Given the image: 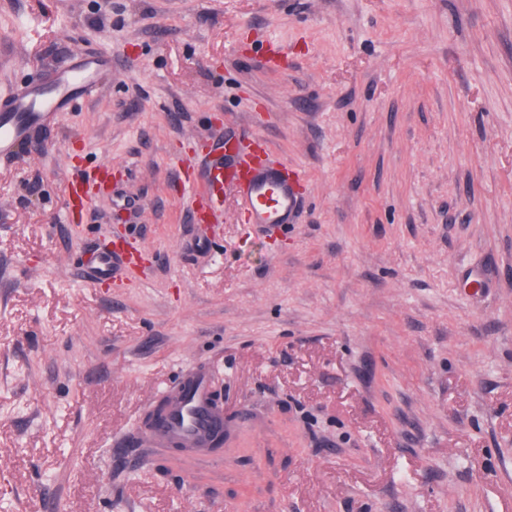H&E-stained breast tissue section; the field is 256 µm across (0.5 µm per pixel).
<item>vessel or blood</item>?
Instances as JSON below:
<instances>
[{
    "label": "vessel or blood",
    "mask_w": 512,
    "mask_h": 512,
    "mask_svg": "<svg viewBox=\"0 0 512 512\" xmlns=\"http://www.w3.org/2000/svg\"><path fill=\"white\" fill-rule=\"evenodd\" d=\"M111 71V56L85 51L43 82L20 87L1 98L0 159L11 158L34 128L68 111L77 99L94 94ZM228 188L238 192L247 223L261 227L286 224L300 207L293 185L274 163L257 165L240 156L215 165L203 184L204 192L215 196ZM85 256L91 282L118 283L129 274L130 259L112 247L97 243L86 248ZM152 407L150 423L138 430L140 447L183 448L206 454L224 435V409L214 395L206 367L183 369L162 389Z\"/></svg>",
    "instance_id": "b4317fda"
}]
</instances>
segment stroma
Here are the masks:
<instances>
[{"label":"stroma","mask_w":512,"mask_h":512,"mask_svg":"<svg viewBox=\"0 0 512 512\" xmlns=\"http://www.w3.org/2000/svg\"><path fill=\"white\" fill-rule=\"evenodd\" d=\"M80 50L0 161V512H512V0H0V96ZM247 137L273 231L201 188ZM100 238L146 272L89 283ZM193 364L220 459L114 447ZM80 55L43 82L20 87L0 99V159L11 158L34 128L67 112L77 99L90 97L104 76L112 74L111 56L93 51Z\"/></svg>","instance_id":"obj_1"}]
</instances>
